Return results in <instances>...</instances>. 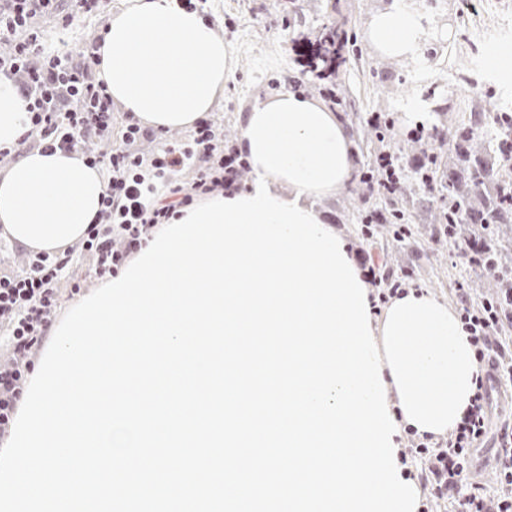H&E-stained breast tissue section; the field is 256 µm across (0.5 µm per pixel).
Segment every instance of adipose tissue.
Masks as SVG:
<instances>
[{"label":"adipose tissue","instance_id":"obj_1","mask_svg":"<svg viewBox=\"0 0 512 512\" xmlns=\"http://www.w3.org/2000/svg\"><path fill=\"white\" fill-rule=\"evenodd\" d=\"M420 17L396 7L378 13L366 39L387 60L418 57ZM100 78L113 103L163 133L193 128L224 94L233 66L229 45L182 0H124L99 50ZM26 100L0 81V145L26 134ZM108 178L78 152H27L0 174V234L34 251L57 252L82 240L106 193ZM383 379L397 400L400 429L440 437L463 417L479 367L457 315L426 290L394 297L372 321Z\"/></svg>","mask_w":512,"mask_h":512}]
</instances>
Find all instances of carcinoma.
<instances>
[{"instance_id":"carcinoma-1","label":"carcinoma","mask_w":512,"mask_h":512,"mask_svg":"<svg viewBox=\"0 0 512 512\" xmlns=\"http://www.w3.org/2000/svg\"><path fill=\"white\" fill-rule=\"evenodd\" d=\"M316 45V71L330 63L333 76L345 63L343 53L359 52L358 39L331 19L319 29ZM452 145L454 157L448 174L438 176L442 163L436 156L411 166L408 175L398 172L400 182L384 205H373L371 196H362L357 221L361 224L366 216L381 214L380 222L370 227L372 235L385 228L392 242L399 244L392 223L401 219L413 186L435 193L434 223L440 225L439 231L455 237L462 230L456 224L457 216L465 215L464 223L472 226L473 241L484 248V262L499 272L490 284L496 292L512 282V269L503 262V242L512 237V158L505 157V153H512V112H500L490 126L474 116L470 124L455 131Z\"/></svg>"}]
</instances>
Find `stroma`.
<instances>
[{"instance_id": "1", "label": "stroma", "mask_w": 512, "mask_h": 512, "mask_svg": "<svg viewBox=\"0 0 512 512\" xmlns=\"http://www.w3.org/2000/svg\"><path fill=\"white\" fill-rule=\"evenodd\" d=\"M123 0H110L107 14L83 19L79 28L46 29L48 44L61 49L75 48L79 41L92 38L106 26L111 12L120 9ZM206 20L212 21L219 34L231 47L234 66L224 85V96L210 117L219 133L230 143H237L240 117L256 102L274 97L271 81H287L301 77L298 46L301 40L318 33L320 21L333 18L346 30L364 33L373 16L393 0H194ZM414 12L423 18L426 35L423 47L429 48V60L412 62L382 59L368 42H361L360 52L347 56L339 69L337 83L342 108L356 113V123L346 129L355 145L357 165L368 162L371 152L362 133V119L368 113H392L395 129L389 147L402 153L428 149L442 158L451 155L449 137L455 126L475 112L495 116L506 103L501 93L485 94L486 83L478 73L464 69L465 52L475 50L469 39L471 30L497 19L512 20V0H475L468 9L463 0H414ZM421 103L429 118L424 131L430 137L424 145L407 140L415 121L405 113L408 101ZM358 180L336 196L316 200L323 218L347 238L352 252L371 263L390 262L395 270L412 273L411 288L426 289L439 301L456 309L459 287L469 289L472 296L486 295L488 273L474 269L459 253L456 241L435 234L429 211L408 208L414 235L409 245H392L389 235L365 241L351 213L361 203L356 190ZM512 417V384L503 386L489 409L492 429L480 444L475 459L473 478L488 494L501 493L496 468L497 441L494 434L500 424Z\"/></svg>"}]
</instances>
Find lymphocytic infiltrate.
Listing matches in <instances>:
<instances>
[{
  "mask_svg": "<svg viewBox=\"0 0 512 512\" xmlns=\"http://www.w3.org/2000/svg\"><path fill=\"white\" fill-rule=\"evenodd\" d=\"M108 0H0V76L18 79L28 100L30 121L41 137L43 154L55 150L83 153L90 165L105 168L108 189L95 224L79 248L48 254L31 253L19 273L0 271V334L9 348L0 355V438L17 414L24 387L31 376L37 351L49 338L62 297L61 284L71 294L79 282L67 279L74 253H81L97 278L116 276L154 231L177 217L181 208L215 191L237 189L244 160L235 148L218 149L214 123L199 119L190 142L168 145L150 155L131 151V144L150 138L133 113H126L120 142L112 140V99L90 63L103 39L95 37L77 51L47 48L42 24L52 20L69 28L81 19L104 14ZM99 151L86 149L90 140ZM192 170L191 184L177 178ZM502 299L472 301L461 293L458 316L475 358L481 365L496 362L499 377L512 375V348L496 342L504 322H512V287ZM489 376L479 377L471 406L448 439L432 443L430 436L415 438L417 454L425 460L420 474L433 498L456 499L460 512H512V422L497 434V455L503 495L487 496L470 482L473 452L486 433Z\"/></svg>",
  "mask_w": 512,
  "mask_h": 512,
  "instance_id": "f902f5d3",
  "label": "lymphocytic infiltrate"
}]
</instances>
